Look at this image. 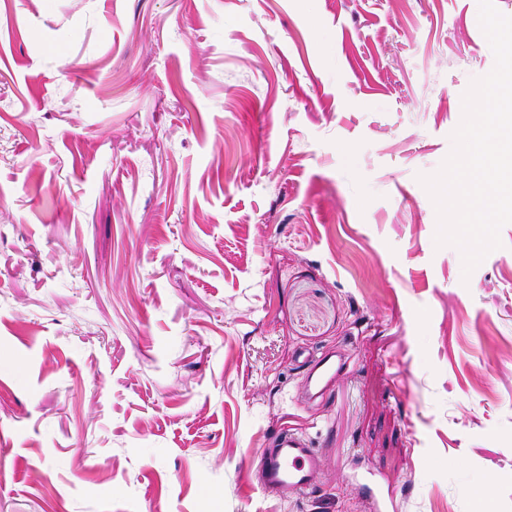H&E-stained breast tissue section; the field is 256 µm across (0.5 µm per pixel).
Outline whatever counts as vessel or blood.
Returning a JSON list of instances; mask_svg holds the SVG:
<instances>
[{"instance_id": "vessel-or-blood-1", "label": "vessel or blood", "mask_w": 512, "mask_h": 512, "mask_svg": "<svg viewBox=\"0 0 512 512\" xmlns=\"http://www.w3.org/2000/svg\"><path fill=\"white\" fill-rule=\"evenodd\" d=\"M338 370L331 357L314 362L308 373V382L313 395L325 398ZM320 453L305 434L291 428L281 429L262 450L254 467V478L258 486L268 493L288 488L299 495L308 493L319 468Z\"/></svg>"}]
</instances>
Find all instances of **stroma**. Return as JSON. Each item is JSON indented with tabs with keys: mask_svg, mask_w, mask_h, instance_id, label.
Here are the masks:
<instances>
[{
	"mask_svg": "<svg viewBox=\"0 0 512 512\" xmlns=\"http://www.w3.org/2000/svg\"><path fill=\"white\" fill-rule=\"evenodd\" d=\"M493 65L478 0H0V512H512V223L463 277L417 180ZM336 353L339 357V364L337 368L336 362L332 361V357L335 356L334 354L327 355L311 365L308 373V386L310 396L312 398L324 399L328 396L334 378L339 374L343 365L346 364L345 356L342 353ZM312 385L314 392H311L310 390ZM320 453L305 434L285 427L263 448L254 467L258 486L267 493L288 487V492L303 495L312 490L319 468Z\"/></svg>",
	"mask_w": 512,
	"mask_h": 512,
	"instance_id": "obj_1",
	"label": "stroma"
}]
</instances>
